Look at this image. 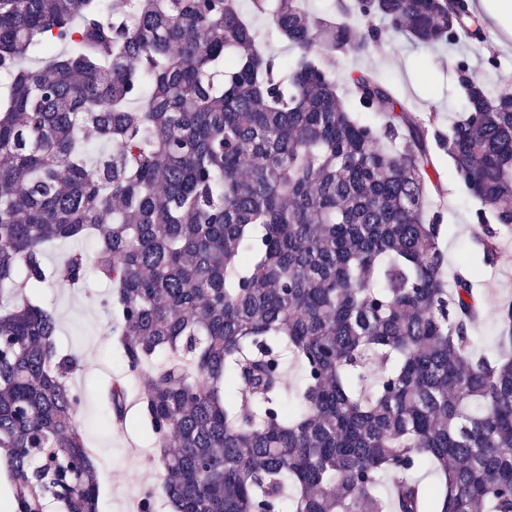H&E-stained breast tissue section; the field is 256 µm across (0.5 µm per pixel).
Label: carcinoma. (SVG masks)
<instances>
[{
	"label": "carcinoma",
	"mask_w": 512,
	"mask_h": 512,
	"mask_svg": "<svg viewBox=\"0 0 512 512\" xmlns=\"http://www.w3.org/2000/svg\"><path fill=\"white\" fill-rule=\"evenodd\" d=\"M296 50L261 51L240 0H0V465L14 512H96L73 357L55 315L27 301L44 255L86 235L94 252L55 268L106 281L128 372L173 512H512V302L496 355L470 332L475 270L448 287L432 147L492 216L484 263L512 230V94L457 67L463 116L446 132L369 71L339 95L325 52L383 31L426 46L484 45L468 0H344L346 24L303 0H250ZM107 152L91 164L80 141ZM287 349L302 386L288 406ZM378 371L371 372L372 365ZM113 423L127 393L110 389ZM429 466L437 486L416 472ZM305 10L326 17H338L350 24L357 32H362L367 28V22L354 16L341 17L338 13V0H305L303 2Z\"/></svg>",
	"instance_id": "cac0c4a2"
}]
</instances>
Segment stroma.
Returning a JSON list of instances; mask_svg holds the SVG:
<instances>
[{
    "label": "stroma",
    "mask_w": 512,
    "mask_h": 512,
    "mask_svg": "<svg viewBox=\"0 0 512 512\" xmlns=\"http://www.w3.org/2000/svg\"><path fill=\"white\" fill-rule=\"evenodd\" d=\"M487 34L499 56L494 68L487 64L479 45L472 42L428 47L390 34L377 47L326 60L325 65L335 72L341 84L356 70L377 73L412 104L418 115L437 112L440 125L447 128L462 109L457 91L459 61H466L470 75L487 82L496 92L512 94V38L503 37L492 26ZM436 168L447 191L441 203V245L447 255L448 272L456 274L464 265L479 270L474 288L482 314L471 336L477 352L491 356L497 351L501 334L500 308L512 301V232L499 237L497 264L482 265L476 251V240L484 232L476 218L479 204L460 193L456 172L444 153H437ZM107 293V284L91 271L83 287L50 281L29 292L28 297L54 313L58 321L57 346L72 354L78 364L70 383L82 394L75 417L97 468L98 510L135 512L145 494L155 492L160 485L162 471L153 438L138 414L137 397L145 380L125 374L112 338V317L100 304ZM116 379L123 380L128 391L127 426L123 429L109 423L106 390Z\"/></svg>",
    "instance_id": "1"
}]
</instances>
